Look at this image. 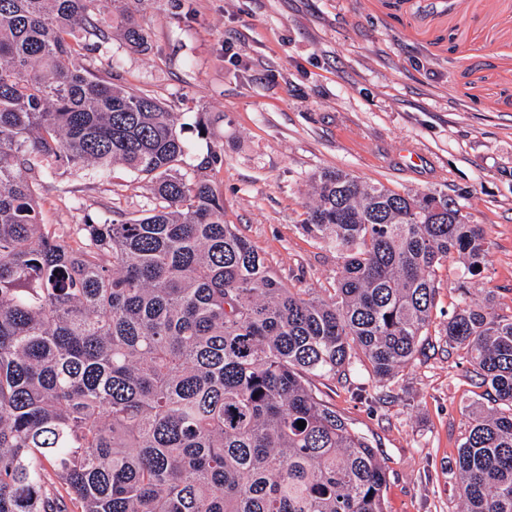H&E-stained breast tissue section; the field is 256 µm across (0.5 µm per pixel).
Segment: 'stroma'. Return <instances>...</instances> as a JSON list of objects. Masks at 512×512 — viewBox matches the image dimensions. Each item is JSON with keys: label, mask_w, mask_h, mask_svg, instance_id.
<instances>
[{"label": "stroma", "mask_w": 512, "mask_h": 512, "mask_svg": "<svg viewBox=\"0 0 512 512\" xmlns=\"http://www.w3.org/2000/svg\"><path fill=\"white\" fill-rule=\"evenodd\" d=\"M148 50L120 34L84 62L178 113L193 174L224 148L212 181L224 219L289 288L329 296L334 251L301 227L312 175L337 168L398 190L464 195L491 229L470 300L512 315V0H132ZM214 123L198 138L197 113ZM49 224L136 217L154 201L123 168L111 180L40 178ZM424 355L382 380L318 379L319 395L376 448L387 512H462L457 452L479 393L463 350L430 328Z\"/></svg>", "instance_id": "35a3bbf8"}]
</instances>
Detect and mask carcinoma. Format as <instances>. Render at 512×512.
I'll use <instances>...</instances> for the list:
<instances>
[{
  "mask_svg": "<svg viewBox=\"0 0 512 512\" xmlns=\"http://www.w3.org/2000/svg\"><path fill=\"white\" fill-rule=\"evenodd\" d=\"M125 2L0 0V512H385L374 448L310 380L356 355L403 370L453 266L440 334L490 403L458 454L463 512H512V316L465 292L489 228L445 192L323 169L302 229L336 251V288L285 287L224 221V148L187 177L176 113L79 63ZM118 165L153 208L43 223L37 174Z\"/></svg>",
  "mask_w": 512,
  "mask_h": 512,
  "instance_id": "1",
  "label": "carcinoma"
}]
</instances>
